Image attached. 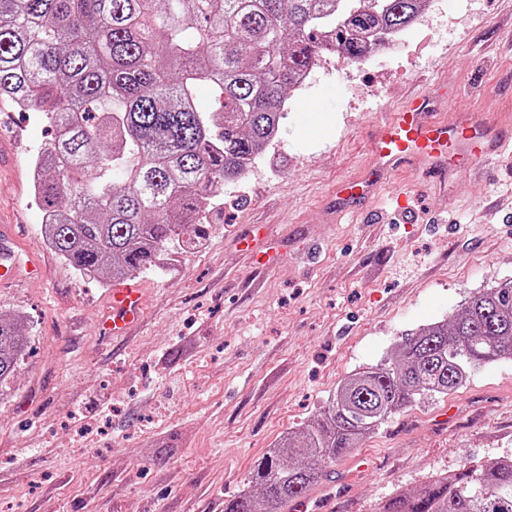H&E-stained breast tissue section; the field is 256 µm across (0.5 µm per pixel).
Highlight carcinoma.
I'll return each instance as SVG.
<instances>
[{
	"instance_id": "cac0c4a2",
	"label": "carcinoma",
	"mask_w": 512,
	"mask_h": 512,
	"mask_svg": "<svg viewBox=\"0 0 512 512\" xmlns=\"http://www.w3.org/2000/svg\"><path fill=\"white\" fill-rule=\"evenodd\" d=\"M424 0H0V99L55 136L32 158L47 246L81 275L114 280L161 268L197 245L224 189L274 142L288 92L325 51L361 64L411 27ZM219 91L204 111L198 89ZM27 343L0 317V383ZM512 358V280L411 334L396 357L345 378L302 446L284 440L254 467L259 492L224 512H276L307 494L313 461L349 455L419 400ZM378 512H512V459L396 493Z\"/></svg>"
}]
</instances>
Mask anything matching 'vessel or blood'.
<instances>
[{"instance_id": "b4317fda", "label": "vessel or blood", "mask_w": 512, "mask_h": 512, "mask_svg": "<svg viewBox=\"0 0 512 512\" xmlns=\"http://www.w3.org/2000/svg\"><path fill=\"white\" fill-rule=\"evenodd\" d=\"M426 98L382 114L374 139L373 161L360 174L339 182L335 189L342 212H354L371 204L388 186L390 176L404 163L424 160L434 164L448 157L482 167L491 160L512 156V133L498 122L466 116L451 122L429 117ZM143 315L141 292L131 285L114 288L112 310L106 316L113 335H120Z\"/></svg>"}]
</instances>
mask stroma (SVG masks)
I'll return each mask as SVG.
<instances>
[{
    "mask_svg": "<svg viewBox=\"0 0 512 512\" xmlns=\"http://www.w3.org/2000/svg\"><path fill=\"white\" fill-rule=\"evenodd\" d=\"M422 92L432 111L512 123V0H437L367 66L321 61L206 238L166 272L135 275L144 314L124 336L100 329L112 281L80 276L43 241L29 162L53 128L0 102V226L20 256L0 316L20 317L28 338L0 384V512H219L346 376L512 280V156L477 174L455 159L410 164L360 214L334 205L336 183L372 156L380 112ZM314 99L324 108L300 113ZM251 225L280 252L273 264L240 244ZM450 404L457 418L438 424ZM500 459H512V358L323 466L341 480L327 509L376 512L464 461Z\"/></svg>",
    "mask_w": 512,
    "mask_h": 512,
    "instance_id": "35a3bbf8",
    "label": "stroma"
}]
</instances>
